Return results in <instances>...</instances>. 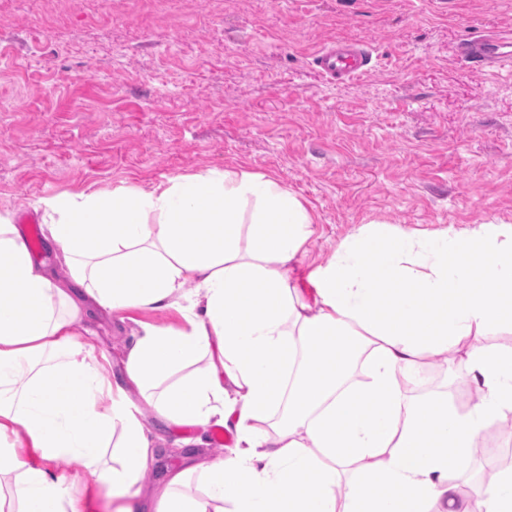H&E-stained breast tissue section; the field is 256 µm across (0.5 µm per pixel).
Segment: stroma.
Here are the masks:
<instances>
[{
  "mask_svg": "<svg viewBox=\"0 0 512 512\" xmlns=\"http://www.w3.org/2000/svg\"><path fill=\"white\" fill-rule=\"evenodd\" d=\"M512 30V0H0V213L36 212L62 192L145 189L234 167L267 174L311 212L289 266L307 300L337 245L371 222L457 231L512 225V68L479 70L458 53L477 35ZM362 40V75L334 82L314 54ZM180 327L174 309L92 310L81 342L107 355L108 379L143 325ZM475 346L512 348V331L472 336L422 356L414 400L464 410ZM140 419L162 450L139 483L161 488L183 441L212 460V433ZM512 419L495 417L481 452L450 462L472 508L487 475L512 468Z\"/></svg>",
  "mask_w": 512,
  "mask_h": 512,
  "instance_id": "stroma-1",
  "label": "stroma"
}]
</instances>
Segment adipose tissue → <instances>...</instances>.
Here are the masks:
<instances>
[{
	"instance_id": "adipose-tissue-1",
	"label": "adipose tissue",
	"mask_w": 512,
	"mask_h": 512,
	"mask_svg": "<svg viewBox=\"0 0 512 512\" xmlns=\"http://www.w3.org/2000/svg\"><path fill=\"white\" fill-rule=\"evenodd\" d=\"M38 207L56 280L10 214L0 213V512H86L54 463L75 460L121 497L156 450L138 399L167 426L235 433L226 459L170 474L154 512H470L448 476L486 421L512 413V350L472 348L469 411L405 388L427 351L512 329V225L421 233L367 228L315 272L308 302L288 266L311 234L307 207L279 181L235 168L172 178L151 189L62 193ZM195 297L182 304L185 284ZM118 314L179 309L181 328L148 327L122 380L74 354L86 311L76 294ZM365 379L349 384L356 365ZM189 373L167 392L157 382ZM25 440L21 459L6 435ZM358 477L337 501L342 466ZM206 488L186 491L192 478Z\"/></svg>"
}]
</instances>
